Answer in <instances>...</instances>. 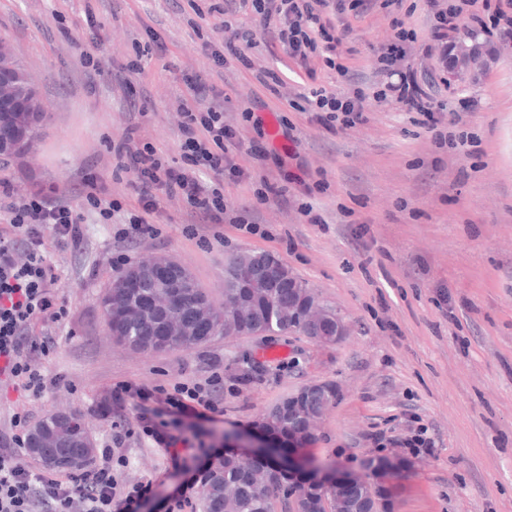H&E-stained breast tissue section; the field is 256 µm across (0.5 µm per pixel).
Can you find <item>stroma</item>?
Segmentation results:
<instances>
[{
	"label": "stroma",
	"instance_id": "stroma-1",
	"mask_svg": "<svg viewBox=\"0 0 512 512\" xmlns=\"http://www.w3.org/2000/svg\"><path fill=\"white\" fill-rule=\"evenodd\" d=\"M95 15L88 27L87 15ZM392 18L376 8L347 18L343 63L374 81L378 47ZM153 27L165 58H146L127 72L134 44ZM0 41L23 66L46 118L28 155L0 160V180L16 193L41 185L78 186L96 176L113 197L130 199L129 177L117 173L108 140L136 127L164 158L177 157L178 77L192 70L213 84L201 41L170 0H0ZM497 61L475 83L440 87L446 106L438 130L392 103L366 100V121L331 130L312 113H262L261 124L226 113L244 142L288 152V166L240 155V163L288 188L287 203L257 200L251 185L225 186L229 210L247 226L221 224L197 236L184 203L164 199L156 237L118 239L116 224H88L79 247L51 253L60 276L65 318L51 325L38 362L47 378L42 399L0 390V427L25 410L35 419L65 411L82 417L97 448L111 446L118 494L143 485L133 506L201 512L196 486L175 483L201 448L256 435L264 414L314 382L338 396L314 435L297 451L310 470L359 471L370 457L401 459L393 473L390 512H512V42L497 43ZM98 60L90 76L83 54ZM281 71L291 93L298 78L283 68L282 51L255 56L232 90L254 85L259 69ZM146 91V113L129 111L126 88ZM474 98L473 109L459 107ZM279 122L287 136L272 137ZM472 135L471 148L439 144L436 131ZM320 215L309 223L298 207ZM266 252L288 265L315 298L333 309L348 334L321 345L295 332L275 336L216 335L207 343L135 353L112 340L101 300L126 255L166 256L188 268L215 307L224 305V268L232 257ZM224 377L222 410L196 405L179 412L162 390ZM421 437L430 452L414 456L405 440Z\"/></svg>",
	"mask_w": 512,
	"mask_h": 512
}]
</instances>
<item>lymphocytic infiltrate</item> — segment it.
Masks as SVG:
<instances>
[{
  "instance_id": "1",
  "label": "lymphocytic infiltrate",
  "mask_w": 512,
  "mask_h": 512,
  "mask_svg": "<svg viewBox=\"0 0 512 512\" xmlns=\"http://www.w3.org/2000/svg\"><path fill=\"white\" fill-rule=\"evenodd\" d=\"M429 39L440 54L464 22L501 40H512V0H428ZM378 4L389 8L401 0H222L216 5L214 28L221 40L204 39L202 47L214 69L226 71L233 62L250 65L251 52L281 48L291 63L308 78H315L318 65L335 67L334 54L342 43L336 19L347 7ZM259 17L258 28L240 24V15ZM393 33L377 56L380 76L377 100L387 101L403 112L429 116L438 125L431 84L419 79L408 63V52L417 40L413 29L394 19ZM190 98L183 102L179 122V156L161 157L151 144L139 143L135 129H128L109 149L117 168L131 174L135 195L129 224L140 235H155L161 216L160 201L181 199L196 224L230 223L224 202L225 184L251 179L236 154L243 145L236 129L225 124L224 114L237 109L244 119L255 110L284 112L304 108L316 112L327 126L347 129L364 119L366 95L352 89L340 96L326 87L311 89L304 101L289 100L280 90L274 72L261 70L255 76L258 90L234 99L209 84L200 74L182 73ZM81 210H74L68 190L55 185L15 195L10 185L0 186L7 198L8 218L0 225V377L12 381L29 398H40L46 378L36 364L46 348L37 329L42 316L54 305L59 276L48 260L49 248L78 246L84 239L87 216L111 221L123 203L112 198L104 182L84 180L79 190ZM32 423L29 413H16L10 428L0 430V512H128L129 502L115 498L112 450L102 448L97 459L78 472L32 465L23 446Z\"/></svg>"
}]
</instances>
